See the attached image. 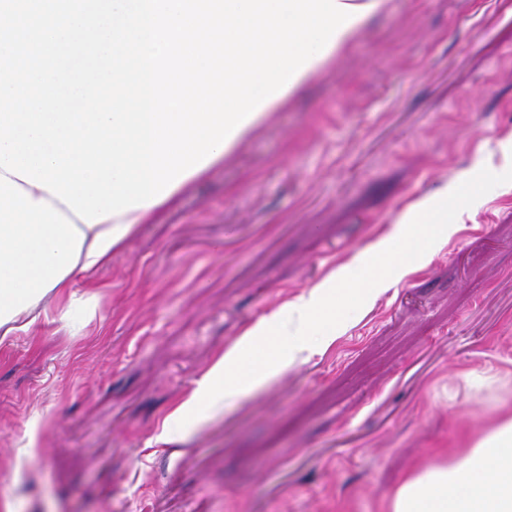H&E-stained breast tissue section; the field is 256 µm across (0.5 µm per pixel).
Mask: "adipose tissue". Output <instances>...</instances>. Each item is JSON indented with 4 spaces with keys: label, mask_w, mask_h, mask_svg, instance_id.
<instances>
[{
    "label": "adipose tissue",
    "mask_w": 512,
    "mask_h": 512,
    "mask_svg": "<svg viewBox=\"0 0 512 512\" xmlns=\"http://www.w3.org/2000/svg\"><path fill=\"white\" fill-rule=\"evenodd\" d=\"M157 212L132 209L89 225L48 190L0 167V343L35 330L54 299L72 305L75 277L95 286L96 272L125 247ZM447 213L424 202L408 206L391 231L371 249L365 266L347 265L315 286L309 296L246 327L208 377V408H221L270 385L316 344L330 345L325 329L361 288H375L405 274L408 262L448 232ZM388 512H512V411L465 447L421 465L394 489Z\"/></svg>",
    "instance_id": "adipose-tissue-1"
}]
</instances>
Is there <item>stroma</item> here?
<instances>
[{"mask_svg": "<svg viewBox=\"0 0 512 512\" xmlns=\"http://www.w3.org/2000/svg\"><path fill=\"white\" fill-rule=\"evenodd\" d=\"M446 185L447 241L362 294L325 351L168 425L245 326ZM98 280L79 332L51 304L0 345V501L387 512L408 469L512 409V0H388Z\"/></svg>", "mask_w": 512, "mask_h": 512, "instance_id": "obj_1", "label": "stroma"}]
</instances>
